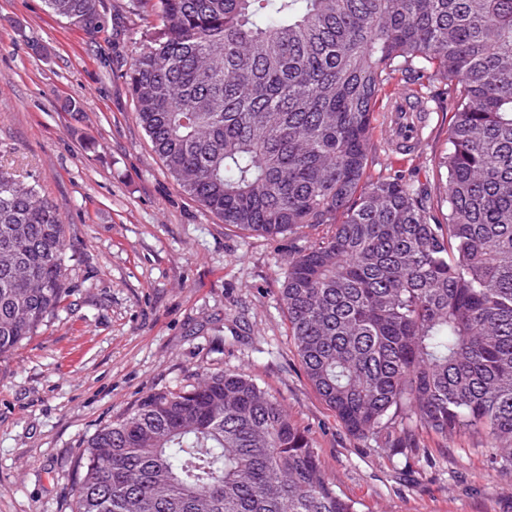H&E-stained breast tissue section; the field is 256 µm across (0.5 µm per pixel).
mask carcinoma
Segmentation results:
<instances>
[{
    "label": "carcinoma",
    "instance_id": "obj_1",
    "mask_svg": "<svg viewBox=\"0 0 512 512\" xmlns=\"http://www.w3.org/2000/svg\"><path fill=\"white\" fill-rule=\"evenodd\" d=\"M89 33L101 0H45ZM136 119L205 211L274 239L307 381L358 440L481 435L512 465V0H155ZM448 97L441 201L368 173L379 99ZM65 224L0 165V358L66 297ZM74 512H357L244 372L154 391L87 441Z\"/></svg>",
    "mask_w": 512,
    "mask_h": 512
}]
</instances>
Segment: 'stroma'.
<instances>
[{
  "label": "stroma",
  "instance_id": "stroma-1",
  "mask_svg": "<svg viewBox=\"0 0 512 512\" xmlns=\"http://www.w3.org/2000/svg\"><path fill=\"white\" fill-rule=\"evenodd\" d=\"M92 35L44 0H0V164L32 176L65 224L68 295L0 358V512H71L80 458L100 425L152 390L242 371L309 430L337 492L358 512H512V467L466 433L416 448L351 437L307 382L281 288L290 255L329 231L277 239L224 224L167 175L135 117L126 72L147 32L138 0H102ZM76 108H69V101ZM397 152L376 112L371 175L429 191L450 114Z\"/></svg>",
  "mask_w": 512,
  "mask_h": 512
}]
</instances>
